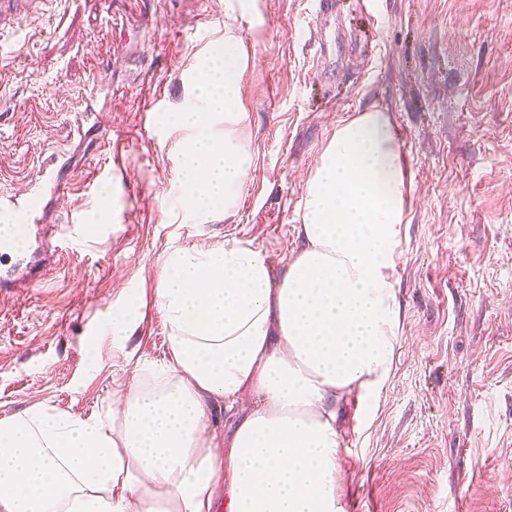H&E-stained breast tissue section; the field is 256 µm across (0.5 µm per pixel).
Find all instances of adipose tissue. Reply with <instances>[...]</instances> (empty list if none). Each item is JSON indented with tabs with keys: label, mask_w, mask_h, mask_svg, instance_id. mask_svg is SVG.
<instances>
[{
	"label": "adipose tissue",
	"mask_w": 512,
	"mask_h": 512,
	"mask_svg": "<svg viewBox=\"0 0 512 512\" xmlns=\"http://www.w3.org/2000/svg\"><path fill=\"white\" fill-rule=\"evenodd\" d=\"M205 68V111L170 122L196 132L186 201L209 216L230 207L249 156L209 132L240 102L237 47ZM404 187L390 114L373 106L338 123L320 153L304 245L282 277L248 243L169 252L155 290L169 354L154 387H129L108 421L41 404L0 418V512H344L336 403L354 390L376 402L389 378ZM246 392L260 405L225 437L209 431L211 400L230 410Z\"/></svg>",
	"instance_id": "obj_1"
}]
</instances>
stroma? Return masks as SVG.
I'll return each mask as SVG.
<instances>
[{"label":"stroma","mask_w":512,"mask_h":512,"mask_svg":"<svg viewBox=\"0 0 512 512\" xmlns=\"http://www.w3.org/2000/svg\"><path fill=\"white\" fill-rule=\"evenodd\" d=\"M42 0L0 34V195L64 153L45 192L48 249L0 261V417L41 403L107 414L139 366L167 355L155 301L175 248L252 242L275 275L303 245L307 179L340 121L392 116L406 224L393 272L401 328L375 409L340 397L344 512H512V0ZM331 39L327 56L319 39ZM237 43L249 156L234 203L206 219L184 200L206 60ZM106 114L70 130L88 96ZM122 225L113 233L111 225ZM138 299L128 340L105 333Z\"/></svg>","instance_id":"1"}]
</instances>
